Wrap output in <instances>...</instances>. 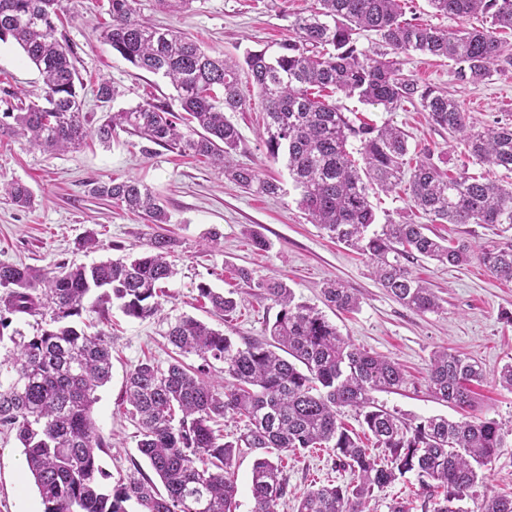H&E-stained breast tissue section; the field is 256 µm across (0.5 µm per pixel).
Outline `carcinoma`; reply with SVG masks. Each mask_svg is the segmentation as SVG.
<instances>
[{
	"mask_svg": "<svg viewBox=\"0 0 512 512\" xmlns=\"http://www.w3.org/2000/svg\"><path fill=\"white\" fill-rule=\"evenodd\" d=\"M318 2L319 10L294 20L295 36L276 52L248 51L240 61L213 56L180 31L153 26L139 15L137 0H108L111 23L103 42L132 65L169 79L185 115L144 102L105 111L93 128L77 91L73 50L57 37L62 0H0V41L14 40L45 85L42 101L0 113V138L23 135L31 146L57 153L93 136L107 143L119 129L202 157L240 188L275 197L282 192L278 182L232 158L241 134L225 113L247 106L239 89L245 72L265 113L267 159H286L300 208L332 238L366 256L378 282L403 306L422 314L440 309L433 289L406 265L416 254L452 266L475 259L497 279L512 281V241L476 250L432 238L424 224L390 222L373 231L370 201L371 193L388 191L407 176L410 201L435 222L512 226V183L464 168L444 170L442 156L430 147L420 149L408 174V141L400 128L357 124L325 98V91L337 90L387 112L416 102L429 123L460 137L473 159L512 173V124L477 127L457 99L405 75L401 59L417 51L447 59L456 80L469 84L512 69V45L497 35L512 30V0H428L440 15L490 18L487 29L454 32L404 19L406 0ZM363 32L375 33L379 46L360 47ZM0 193L20 208L32 202V191L19 181L0 182ZM90 193L143 213L151 224L170 222L158 198L136 178L95 182ZM172 245L158 236L134 258L89 266L41 269L0 262V342L7 338L14 345L0 359V427L21 443L44 512H127L129 502L138 512H235L231 468L242 446L259 452L251 471L252 512H277L288 496L283 457L312 448L333 449L352 479L312 486L297 512H366L374 491L408 475L418 486L422 512H463L456 503L473 496L483 468L505 447L501 424L481 416L407 422L379 406L374 393L406 383L400 366L355 347L325 314L274 279L254 285L260 300L279 307L266 338L237 342L181 316L166 334L175 355L164 365L141 361L126 373L136 447L165 492L136 462L133 473L107 489L98 451L110 444L99 434L92 408L95 391L112 376L111 345L105 331H86L82 313L90 309L105 320L116 301L129 318L160 314L163 285L175 275L168 260ZM198 291L223 316L236 308L229 295L206 285ZM322 294L334 311H354L360 304L336 281L326 283ZM25 316L41 317L44 326L31 336L16 328L4 335L13 318ZM185 355L197 356L200 364H185ZM214 361L223 364L224 376L217 380L210 378ZM483 377L478 363L445 348L431 359L428 383L440 399L471 410L469 385ZM344 408L361 418L363 434L341 420ZM228 416L244 423L236 439H226L220 427ZM476 512H512V491L483 499Z\"/></svg>",
	"mask_w": 512,
	"mask_h": 512,
	"instance_id": "obj_1",
	"label": "carcinoma"
}]
</instances>
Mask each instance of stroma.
I'll return each instance as SVG.
<instances>
[{"label": "stroma", "mask_w": 512, "mask_h": 512, "mask_svg": "<svg viewBox=\"0 0 512 512\" xmlns=\"http://www.w3.org/2000/svg\"><path fill=\"white\" fill-rule=\"evenodd\" d=\"M101 3L63 0L62 32L85 84L82 96L90 121L102 115L93 95L101 80L119 90L113 109L150 100L180 112L167 79L135 68L103 43L100 34L109 17ZM317 5V0H191L189 7L170 11L159 9L156 0H138L137 8L157 26L189 34L208 52L240 58L249 49L275 48L290 36L292 18L309 14ZM402 68L419 84L451 93L478 123L512 122V71L493 74L475 85L462 84L454 77L452 62L418 52L404 56ZM42 88L38 70L22 50L13 41H0V111L10 93L38 95ZM240 88L251 104L229 115L242 134L234 159L278 180L283 187L279 196L246 193L203 160L122 131L110 145L93 141L53 155L30 147L21 136L0 139V180L21 181L34 196L27 209L0 196V262L48 269L64 262L89 265L137 255L158 234L175 241L177 274L165 285L161 315L135 320L114 305L102 325L112 336V377L97 391L93 417L110 443L99 455L106 485L115 486L126 478L133 460L140 457L136 428L125 415V374L146 359L169 360L172 348L165 334L170 322L189 315L239 339L262 336L266 322L274 320L276 308L260 302L254 288L239 278L237 271L244 268L253 279L286 282L297 299L316 307L323 304L321 288L326 281H341L355 293L360 299L358 309L349 313L329 309L325 315L356 347L388 357L404 369L409 379L405 388L375 395L379 405L403 418H464V411L430 392L428 368L433 354L445 347L478 361L485 379L472 387L475 412L502 423L508 432L507 446L484 469L482 482L462 507L473 512L477 500L512 491V392L495 382L500 369L512 363V282L497 279L476 261L453 267L417 257L409 260L408 267L441 297L442 308L418 314L403 306L378 283L366 257L330 239L300 209L299 193L285 161L266 158L259 138L264 113L249 77H242ZM332 99L345 114L354 113L378 125L393 122L406 134L410 151L427 145L447 151L448 169L465 168L475 175L485 171L472 162L460 141L433 128L419 105L407 103L388 113L342 92L334 93ZM130 177L151 188L169 213V223H148L144 215L117 208L89 192L93 181ZM372 202L381 224L426 223L432 233L474 247L512 239V227L505 224L430 223L427 215L413 208L402 185L375 194ZM213 229L219 237L210 244L205 235ZM89 234L97 241L91 252L78 247ZM257 235L265 240L264 249L254 246ZM201 284L233 292L236 311L225 317L213 314L198 295ZM335 459L329 448L285 458L290 495L280 500L278 512H296L297 494L312 485L349 483L350 471L337 468ZM42 510L19 442L14 433L0 428V512Z\"/></svg>", "instance_id": "35a3bbf8"}]
</instances>
